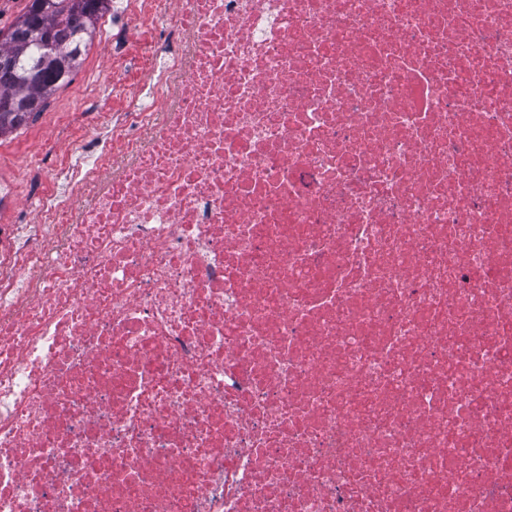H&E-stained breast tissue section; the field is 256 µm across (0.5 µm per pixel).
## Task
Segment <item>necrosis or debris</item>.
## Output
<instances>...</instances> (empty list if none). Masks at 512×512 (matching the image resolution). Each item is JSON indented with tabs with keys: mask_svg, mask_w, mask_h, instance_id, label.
Segmentation results:
<instances>
[{
	"mask_svg": "<svg viewBox=\"0 0 512 512\" xmlns=\"http://www.w3.org/2000/svg\"><path fill=\"white\" fill-rule=\"evenodd\" d=\"M121 6L0 234V512H512V0Z\"/></svg>",
	"mask_w": 512,
	"mask_h": 512,
	"instance_id": "necrosis-or-debris-1",
	"label": "necrosis or debris"
}]
</instances>
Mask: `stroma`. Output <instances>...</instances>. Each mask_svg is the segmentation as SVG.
Instances as JSON below:
<instances>
[{"label": "stroma", "instance_id": "obj_1", "mask_svg": "<svg viewBox=\"0 0 512 512\" xmlns=\"http://www.w3.org/2000/svg\"><path fill=\"white\" fill-rule=\"evenodd\" d=\"M128 36V28L122 17L108 13L100 17L93 42L82 65L73 74L71 83L50 96L42 112L32 117L25 126L0 136V179L16 181L22 201L15 215L0 217L1 223L10 224L17 218L30 224L38 221L39 182L34 178H21L22 167L40 169L42 154L47 150L60 157L74 153V144L64 139L55 124L59 111L121 110L122 103L116 95L118 78L113 75L107 59Z\"/></svg>", "mask_w": 512, "mask_h": 512}]
</instances>
